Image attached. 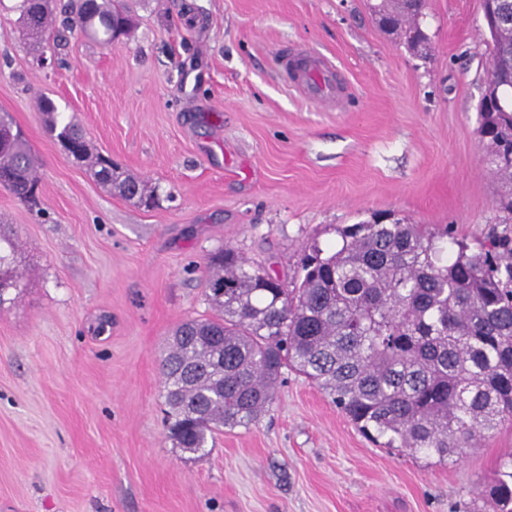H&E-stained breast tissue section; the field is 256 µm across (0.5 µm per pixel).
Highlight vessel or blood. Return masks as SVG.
Returning a JSON list of instances; mask_svg holds the SVG:
<instances>
[{
	"label": "vessel or blood",
	"mask_w": 512,
	"mask_h": 512,
	"mask_svg": "<svg viewBox=\"0 0 512 512\" xmlns=\"http://www.w3.org/2000/svg\"><path fill=\"white\" fill-rule=\"evenodd\" d=\"M280 74L307 101L323 109H339L345 104L348 85L340 71L323 55L304 46L285 50Z\"/></svg>",
	"instance_id": "b4317fda"
}]
</instances>
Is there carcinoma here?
I'll list each match as a JSON object with an SVG mask.
<instances>
[{"instance_id":"obj_1","label":"carcinoma","mask_w":512,"mask_h":512,"mask_svg":"<svg viewBox=\"0 0 512 512\" xmlns=\"http://www.w3.org/2000/svg\"><path fill=\"white\" fill-rule=\"evenodd\" d=\"M491 36L479 105L485 162L508 188L496 207L512 223V0ZM426 0H380L384 31L408 49L429 48ZM19 20L42 45L51 35L49 0H21ZM135 21L120 0H78L69 29L110 45ZM48 130L109 192L147 205L148 185L89 148L81 127L57 128L56 106L39 100ZM36 159L7 112L0 113V184L35 200ZM341 246L318 243L293 286L231 248L209 261L206 297L214 315L187 318L166 340L160 367L166 428L186 451L205 450L223 429L248 427L275 401L289 367L328 395L366 436L459 461L512 418V236L492 231L475 251L438 245L435 234L390 213L338 229ZM14 243L0 245V304L16 286L1 270ZM467 512H512V454Z\"/></svg>"}]
</instances>
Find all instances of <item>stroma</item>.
I'll return each mask as SVG.
<instances>
[{"mask_svg":"<svg viewBox=\"0 0 512 512\" xmlns=\"http://www.w3.org/2000/svg\"><path fill=\"white\" fill-rule=\"evenodd\" d=\"M16 3L0 0V113L38 159L40 206L0 186L22 275L0 306V512H462L512 452V423L431 465L376 446L287 369L268 414L193 455L166 435L160 355L180 321L210 315L219 249L290 279L307 244L338 245L376 211L478 246L501 192L479 134L481 0H426L424 57L370 0H124L130 37L62 32L45 66ZM289 44L342 71V111L281 81ZM43 94L157 203L68 159Z\"/></svg>","mask_w":512,"mask_h":512,"instance_id":"stroma-1","label":"stroma"}]
</instances>
